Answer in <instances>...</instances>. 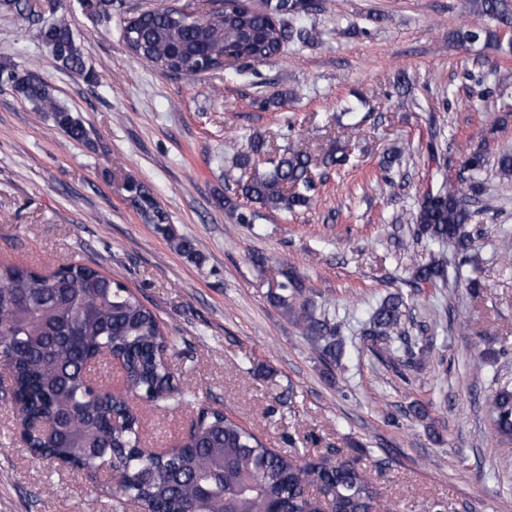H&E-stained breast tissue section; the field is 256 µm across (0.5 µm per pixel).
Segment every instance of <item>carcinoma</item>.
<instances>
[{
	"label": "carcinoma",
	"mask_w": 512,
	"mask_h": 512,
	"mask_svg": "<svg viewBox=\"0 0 512 512\" xmlns=\"http://www.w3.org/2000/svg\"><path fill=\"white\" fill-rule=\"evenodd\" d=\"M469 10L505 27H512V0H465ZM321 8L317 0H266L258 12L228 0L224 11L205 25L165 6L123 21L122 34L130 52L164 73L191 79L204 69L221 70L227 58L249 65L278 56L289 37L278 17ZM0 12L24 23L34 41L48 48L60 66L73 74L89 73L74 34L63 17L42 18L29 0H0ZM452 37L460 45L496 40L488 28L463 25ZM24 69L0 68V83L10 84L36 112L49 114L71 140L86 142L90 130L81 116L62 104L41 79L23 78ZM461 155L456 179L427 190L416 213L415 241L455 245L459 262H469L474 237L467 230L476 216L491 209L479 181L487 164L484 153L457 145ZM263 161L265 169L241 185L242 196L270 212L308 209L316 184L309 175L314 162L291 148L281 152L262 138L248 141L233 170L245 171ZM132 204L146 224L175 241L178 251L195 255L193 243L177 238L168 217L151 191L133 180ZM417 284L446 285L448 261L432 255L413 266ZM272 302L292 318L320 356L339 362L343 341L339 326L317 301L304 294L293 276H286ZM406 304L398 293L385 297L373 311L363 336L387 346L399 341L406 364L420 363L427 350H414L404 327ZM174 347L158 316L119 281L79 262L58 266L44 275L32 267L0 263V356L10 370L6 394L23 404L31 420L57 418L66 432L45 436L27 430L34 455L60 456L79 470L102 462L120 463L116 486L102 487L118 503L135 496L143 512H318L307 494L308 484L321 481L329 512H379L377 491L356 457L334 449L317 460H301L264 445L220 408H200L198 419L179 450L156 452L141 445L140 423L132 416L122 431L112 429V413L124 409L121 400L96 393L89 379L104 362L117 364L126 392L158 406L178 405L187 394L163 354ZM492 432L508 449L512 444V384L497 387L488 400Z\"/></svg>",
	"instance_id": "carcinoma-1"
}]
</instances>
